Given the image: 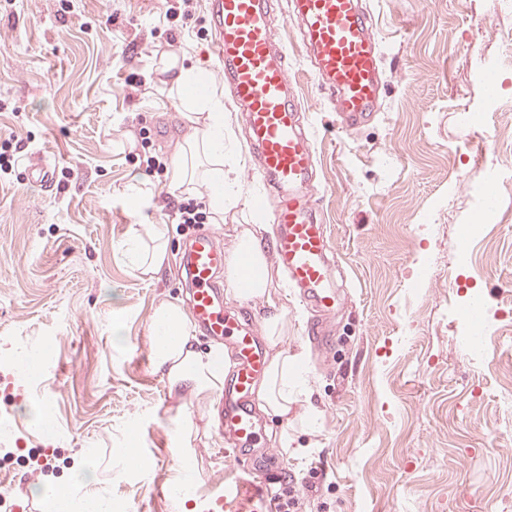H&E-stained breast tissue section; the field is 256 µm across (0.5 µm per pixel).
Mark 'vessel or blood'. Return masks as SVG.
Segmentation results:
<instances>
[{"instance_id": "vessel-or-blood-1", "label": "vessel or blood", "mask_w": 512, "mask_h": 512, "mask_svg": "<svg viewBox=\"0 0 512 512\" xmlns=\"http://www.w3.org/2000/svg\"><path fill=\"white\" fill-rule=\"evenodd\" d=\"M213 34L214 73L224 81L243 115L246 141L274 198V262L298 297L318 319L307 336L329 345L334 332L326 320L343 305L329 258L327 227L314 201L317 190L313 137L299 105L284 53L273 39L272 0H207ZM285 19L294 24L303 56L349 129L372 122L381 110L379 43L364 0H286ZM180 273L190 285L188 307L207 339L230 350L233 365L222 394L218 428L234 460L269 481L278 473L276 451L257 448L259 428L252 399L268 366L258 329L224 309L217 274L224 249L209 229L196 230L177 253Z\"/></svg>"}]
</instances>
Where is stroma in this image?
Masks as SVG:
<instances>
[{
	"mask_svg": "<svg viewBox=\"0 0 512 512\" xmlns=\"http://www.w3.org/2000/svg\"><path fill=\"white\" fill-rule=\"evenodd\" d=\"M367 7L386 89L380 118L354 131L328 105L292 26L276 32L312 127L318 212L348 296L327 351L306 340L313 313L279 269L269 296H225V310L257 328L282 315L278 350L306 354L311 399L284 418L258 412L261 437L288 474L277 491L299 493V512H512V176L494 188L498 219L462 233L475 223L483 170L512 169V0ZM211 44L205 0L186 22L166 17L163 0H71L66 12L59 0H0V142L23 149L0 178V512L48 507L86 468L93 490L129 512H224L233 487L241 512L270 508L225 451L219 400L170 391L153 362L150 317L187 301L175 261L192 230L161 204L134 211L126 197L135 181L166 191L169 175L145 171L139 156L171 161L194 132L156 71L158 48L210 73ZM488 63L498 71L489 113L477 77ZM214 87L241 150L239 186L267 196L241 114L223 82ZM467 111L483 122L464 125ZM40 158L55 172L49 192L28 179ZM155 224L167 252L145 275L126 243ZM475 300L485 352L472 359L451 311ZM20 351L43 352L39 381L19 382L4 364ZM183 415L196 425L188 448L175 433Z\"/></svg>",
	"mask_w": 512,
	"mask_h": 512,
	"instance_id": "1",
	"label": "stroma"
}]
</instances>
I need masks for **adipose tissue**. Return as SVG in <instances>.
<instances>
[{"mask_svg":"<svg viewBox=\"0 0 512 512\" xmlns=\"http://www.w3.org/2000/svg\"><path fill=\"white\" fill-rule=\"evenodd\" d=\"M161 72L169 76V91L184 109V118L196 132L182 145L171 163L170 186L179 191L204 187L214 223L241 203L239 154L231 138L224 105L216 92L196 94L205 73L196 66L180 63L178 57L161 56ZM224 280L231 295L239 300L269 295L272 287L267 256L255 232L238 229L235 242L224 260ZM149 334L157 369L162 370L170 389L187 390L195 397L220 393L224 384V350L198 349L190 332V321L182 306L165 302L154 311ZM303 354H276L260 388L265 411L287 415L298 396L311 390L303 366Z\"/></svg>","mask_w":512,"mask_h":512,"instance_id":"adipose-tissue-1","label":"adipose tissue"}]
</instances>
